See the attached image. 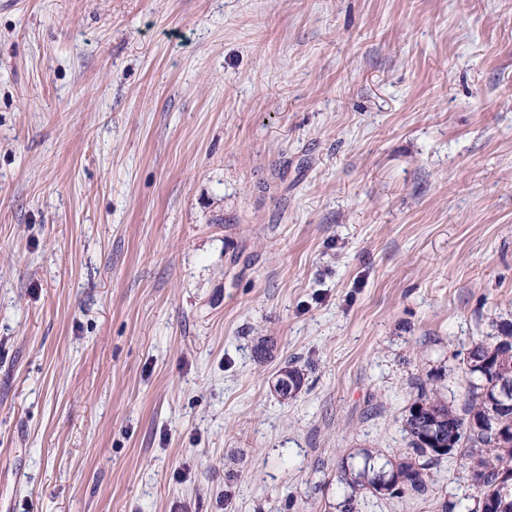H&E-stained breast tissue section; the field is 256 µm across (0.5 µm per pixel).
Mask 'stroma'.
<instances>
[{"mask_svg":"<svg viewBox=\"0 0 512 512\" xmlns=\"http://www.w3.org/2000/svg\"><path fill=\"white\" fill-rule=\"evenodd\" d=\"M510 320L512 0H0V512H340Z\"/></svg>","mask_w":512,"mask_h":512,"instance_id":"35a3bbf8","label":"stroma"}]
</instances>
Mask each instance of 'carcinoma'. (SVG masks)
Wrapping results in <instances>:
<instances>
[{"instance_id":"carcinoma-1","label":"carcinoma","mask_w":512,"mask_h":512,"mask_svg":"<svg viewBox=\"0 0 512 512\" xmlns=\"http://www.w3.org/2000/svg\"><path fill=\"white\" fill-rule=\"evenodd\" d=\"M472 359L486 362L485 371L465 374L466 394L459 405L450 404L438 389L421 383L405 415L404 431L408 448L400 456L386 458L368 449L354 454L358 462H343L340 482L350 490L345 497L344 512H355L357 490L375 487L377 475L383 473L417 494L428 491V471L443 457L459 456L465 460L469 478L476 487L474 505L466 512H479L485 500H493L496 512H512V499L496 497L499 483L512 481V443L495 442L481 429L488 409V392L496 386L499 369H512V323L500 324L498 334L475 343L463 358V365ZM288 382L279 392L283 399L293 396L301 387L303 373L293 367L280 370Z\"/></svg>"}]
</instances>
